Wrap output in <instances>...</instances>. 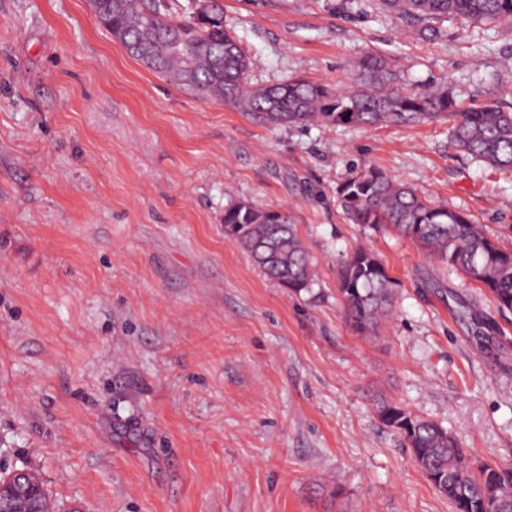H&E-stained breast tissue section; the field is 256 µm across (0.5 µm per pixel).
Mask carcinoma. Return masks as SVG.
Here are the masks:
<instances>
[{"label":"carcinoma","instance_id":"1","mask_svg":"<svg viewBox=\"0 0 512 512\" xmlns=\"http://www.w3.org/2000/svg\"><path fill=\"white\" fill-rule=\"evenodd\" d=\"M379 6L411 25L458 17L512 29V0H379ZM89 7L102 28L148 69L191 94L259 114L270 125L375 126L446 118L457 148L487 167L512 170L511 103L466 104L444 84L420 92L399 88L395 73L376 55L364 59L344 88L302 77L254 86L248 80L251 58L224 27L217 0L199 21L192 15L172 18L165 0H89ZM336 196L350 223L409 238L481 283L499 309L512 310V252L488 238L466 213L419 197L375 166L338 184ZM224 236L276 284L296 293L314 285L311 257L287 214L231 201L224 206ZM339 283L350 327L375 332L392 311L397 281L376 255L358 249L343 262ZM378 414L404 437L427 479L458 512H512V464H473L448 429L397 404L382 403Z\"/></svg>","mask_w":512,"mask_h":512}]
</instances>
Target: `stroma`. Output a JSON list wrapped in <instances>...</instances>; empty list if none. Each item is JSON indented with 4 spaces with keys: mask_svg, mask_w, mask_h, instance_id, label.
Masks as SVG:
<instances>
[{
    "mask_svg": "<svg viewBox=\"0 0 512 512\" xmlns=\"http://www.w3.org/2000/svg\"><path fill=\"white\" fill-rule=\"evenodd\" d=\"M221 2L254 84L341 88L375 53L404 89L512 100L500 28L421 35L377 0ZM448 127L270 126L144 67L88 0H0V474L34 471L59 512H452L376 407L512 464V311L336 198L374 165L512 249V172ZM232 199L288 213L311 290L225 238ZM359 247L398 282L377 335L338 292Z\"/></svg>",
    "mask_w": 512,
    "mask_h": 512,
    "instance_id": "35a3bbf8",
    "label": "stroma"
}]
</instances>
